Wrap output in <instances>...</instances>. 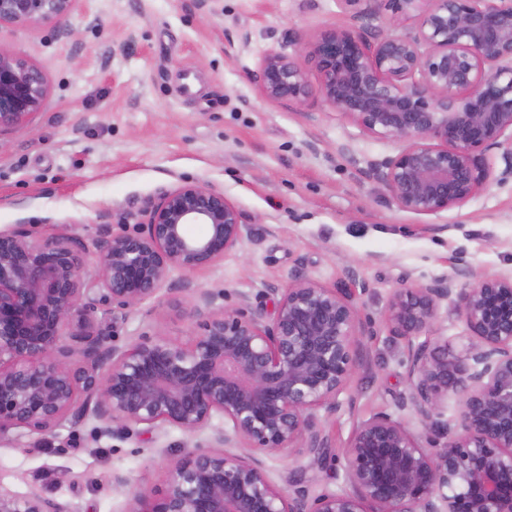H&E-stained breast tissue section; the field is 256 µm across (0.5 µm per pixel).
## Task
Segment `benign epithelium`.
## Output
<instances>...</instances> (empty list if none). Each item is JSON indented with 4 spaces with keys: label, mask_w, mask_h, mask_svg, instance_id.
<instances>
[{
    "label": "benign epithelium",
    "mask_w": 512,
    "mask_h": 512,
    "mask_svg": "<svg viewBox=\"0 0 512 512\" xmlns=\"http://www.w3.org/2000/svg\"><path fill=\"white\" fill-rule=\"evenodd\" d=\"M343 2L350 23L298 42L303 60L264 56L254 74L263 96L306 105L312 68L325 104L369 137L403 142L365 172L403 211L436 214L512 178V0ZM73 3L0 0V22L62 20ZM386 17L403 31L384 30ZM46 92L40 68L0 49V131L38 111ZM494 150L498 170L487 158ZM144 213V230L106 240L91 272L67 238L0 231V439L89 419L106 432L121 422L196 433L219 415L221 451L173 462L164 492H131L128 512H512V274L460 288L461 268L390 295L385 326L408 352L409 394L398 407L422 432L388 413L358 423L344 451L351 489L313 493L278 485L256 453L299 448L301 468L331 464L317 412L339 409L361 338L373 335L354 295L297 274L270 288L269 315L217 306L202 291L189 309L202 319L190 342L145 335L117 348L99 307L136 308L172 270L209 269L249 232L224 192L197 184L164 191ZM448 299L471 333L462 355L429 335ZM450 394L456 432L442 420ZM0 512L67 510L0 493Z\"/></svg>",
    "instance_id": "1"
}]
</instances>
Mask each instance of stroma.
I'll return each mask as SVG.
<instances>
[{
	"instance_id": "obj_1",
	"label": "stroma",
	"mask_w": 512,
	"mask_h": 512,
	"mask_svg": "<svg viewBox=\"0 0 512 512\" xmlns=\"http://www.w3.org/2000/svg\"><path fill=\"white\" fill-rule=\"evenodd\" d=\"M349 19L340 0H75L61 22L0 23V49L47 83L40 110L0 131V230L74 239L92 262L101 242L136 230L162 189L185 183L222 191L251 228L214 267L173 271L156 300L104 319L114 345L190 341L199 328L186 283L250 309H272L268 288L298 272L354 293L375 334L358 348L340 411L319 417L336 461L303 471L298 452L261 456L276 483L297 479L314 492L349 489L342 455L354 427L398 414L409 392L407 351L383 322L389 295L452 274L459 255L468 286L512 271V178L462 206L409 213L364 175L400 142L364 135L316 91L300 108L262 96L252 75L267 52L295 54L297 41ZM65 25L77 39L60 36ZM223 427L217 416L196 433L133 425L104 435L89 420L4 440L0 492L48 497L68 512H126L130 490L163 492L171 462L211 446ZM116 473L128 488L113 486Z\"/></svg>"
}]
</instances>
